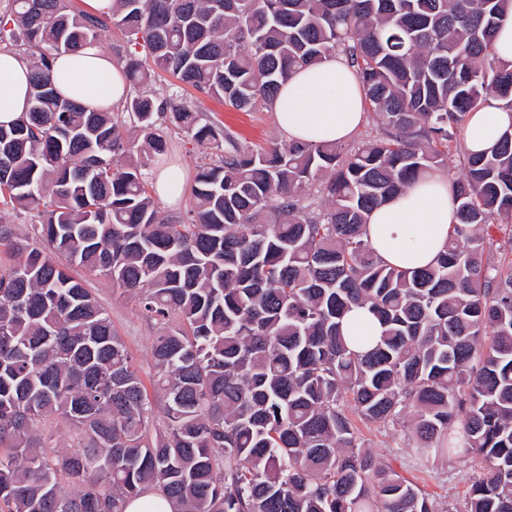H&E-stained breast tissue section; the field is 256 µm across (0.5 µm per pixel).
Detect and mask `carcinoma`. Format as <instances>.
Returning <instances> with one entry per match:
<instances>
[{
    "mask_svg": "<svg viewBox=\"0 0 512 512\" xmlns=\"http://www.w3.org/2000/svg\"><path fill=\"white\" fill-rule=\"evenodd\" d=\"M0 45L34 48L30 108L0 125V512H125L147 492L171 512H441L368 449L359 425L406 429L481 470L467 512H512V129L448 178L457 222L436 264L400 270L366 238L370 212L448 167L454 130L489 97L512 105L495 30L512 0H5ZM114 26L133 90L116 111L58 96L49 59ZM343 56L377 134L340 143L241 142L158 71L224 104L275 107L302 67ZM217 152L192 205L161 214L146 168L158 121ZM136 123L148 152L125 139ZM128 157L124 165L116 156ZM321 182L325 206L307 191ZM133 295L154 330V393L107 311L71 274ZM366 306L381 336H346ZM77 447H51L53 424Z\"/></svg>",
    "mask_w": 512,
    "mask_h": 512,
    "instance_id": "1",
    "label": "carcinoma"
}]
</instances>
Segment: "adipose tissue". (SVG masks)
<instances>
[{
	"label": "adipose tissue",
	"mask_w": 512,
	"mask_h": 512,
	"mask_svg": "<svg viewBox=\"0 0 512 512\" xmlns=\"http://www.w3.org/2000/svg\"><path fill=\"white\" fill-rule=\"evenodd\" d=\"M58 94L106 111L124 101L128 86L111 56L98 46L61 53L50 60ZM28 61L17 52H0V124L19 120L28 109ZM364 97L344 58L331 55L297 70L283 83L276 119L289 139L320 144L350 139L363 121ZM512 126V107L491 97L465 124L469 151L483 152ZM456 222L451 188L432 175L389 199L369 216L366 235L384 263L400 268L426 267L444 250Z\"/></svg>",
	"instance_id": "1"
}]
</instances>
